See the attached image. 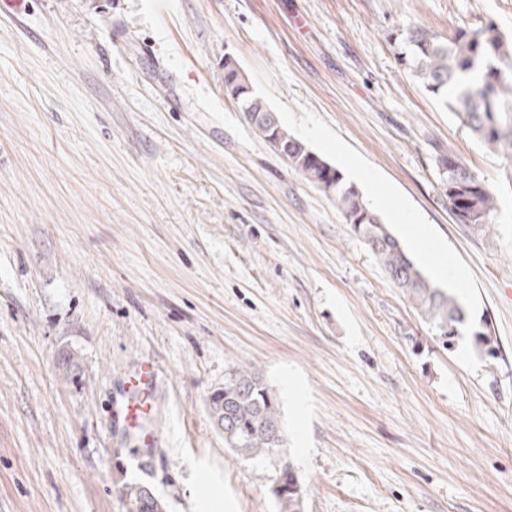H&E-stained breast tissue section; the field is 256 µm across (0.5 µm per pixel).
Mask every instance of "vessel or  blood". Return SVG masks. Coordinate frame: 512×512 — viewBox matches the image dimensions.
Segmentation results:
<instances>
[{"label": "vessel or blood", "mask_w": 512, "mask_h": 512, "mask_svg": "<svg viewBox=\"0 0 512 512\" xmlns=\"http://www.w3.org/2000/svg\"><path fill=\"white\" fill-rule=\"evenodd\" d=\"M158 376L153 362L141 359L133 363L126 380L127 400L113 412L115 423L123 432L136 435L144 448L154 447L159 440L156 429L145 423L156 402Z\"/></svg>", "instance_id": "vessel-or-blood-1"}]
</instances>
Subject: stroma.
Wrapping results in <instances>:
<instances>
[{
	"mask_svg": "<svg viewBox=\"0 0 512 512\" xmlns=\"http://www.w3.org/2000/svg\"><path fill=\"white\" fill-rule=\"evenodd\" d=\"M512 0H0V512H169L217 486L275 512L270 464L209 415L229 366L276 390L305 512H512V164L405 68L410 24L448 35ZM234 56L281 125L389 194L379 214L434 277H463L472 327L443 346L336 204L224 93ZM493 189V227L456 223L438 150ZM409 211L425 234H405ZM155 361L154 461L107 411ZM123 503L126 512H168L167 503L141 480L125 483Z\"/></svg>",
	"mask_w": 512,
	"mask_h": 512,
	"instance_id": "stroma-1",
	"label": "stroma"
}]
</instances>
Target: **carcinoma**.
I'll return each mask as SVG.
<instances>
[{
	"label": "carcinoma",
	"instance_id": "1",
	"mask_svg": "<svg viewBox=\"0 0 512 512\" xmlns=\"http://www.w3.org/2000/svg\"><path fill=\"white\" fill-rule=\"evenodd\" d=\"M409 54L401 62L435 94L453 93L450 110L488 151L512 159V36L495 23L463 22L442 37L423 26L409 30ZM224 92L234 99L248 124L269 145L277 142L280 122L262 114L270 111L255 95L232 56L224 57ZM280 150L288 165L325 194L336 198L346 223L370 248L392 283L401 289L440 335H461L465 309L458 296L436 287L413 262L389 225L372 211L358 188L304 142L288 134ZM443 191L455 221L478 234L493 227L496 210L492 190L460 158L448 153L438 168ZM209 414L224 434V445L242 459L266 460L274 467L272 494L277 512H304L305 491L283 456L285 432L279 400L255 368L234 365L224 374V387L208 398ZM223 413L217 418L215 411ZM126 512H168L167 503L144 481L125 483Z\"/></svg>",
	"mask_w": 512,
	"mask_h": 512
}]
</instances>
